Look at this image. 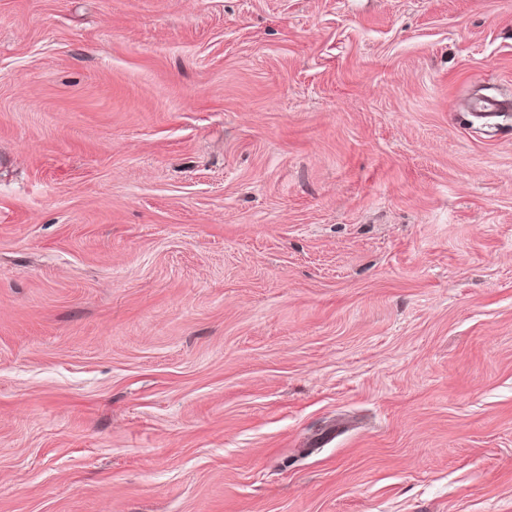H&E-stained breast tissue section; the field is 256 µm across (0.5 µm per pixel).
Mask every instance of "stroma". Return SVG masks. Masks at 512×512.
<instances>
[{
  "instance_id": "obj_1",
  "label": "stroma",
  "mask_w": 512,
  "mask_h": 512,
  "mask_svg": "<svg viewBox=\"0 0 512 512\" xmlns=\"http://www.w3.org/2000/svg\"><path fill=\"white\" fill-rule=\"evenodd\" d=\"M512 0H0V512H512Z\"/></svg>"
}]
</instances>
